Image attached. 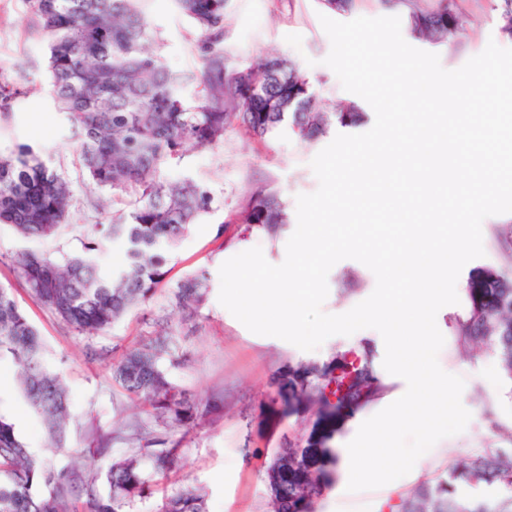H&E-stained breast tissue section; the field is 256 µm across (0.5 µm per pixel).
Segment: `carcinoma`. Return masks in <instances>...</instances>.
Instances as JSON below:
<instances>
[{"label": "carcinoma", "instance_id": "cac0c4a2", "mask_svg": "<svg viewBox=\"0 0 512 512\" xmlns=\"http://www.w3.org/2000/svg\"><path fill=\"white\" fill-rule=\"evenodd\" d=\"M141 0H25L48 47L51 97L80 143L82 175L112 202L129 207L126 217L87 238L81 249L53 258L23 247L11 261L43 306L82 336H95L147 302L163 283L169 255L202 216L213 210L209 188L189 178L161 175L168 161L188 149L224 142L229 128L265 141L289 130L314 143L333 127L355 129L366 112L350 101L333 112L320 106L315 82L290 58L270 55L259 65L239 66L224 49L227 0H175L196 31L201 68L175 73L153 48L156 37ZM402 12L406 29L432 45L446 48L465 37L464 16L455 0H390ZM196 83L199 96L191 108L182 101L184 85ZM73 201L71 181L28 144L0 151V224L14 227L26 241L56 237L68 220ZM246 230L272 237L290 224L279 191L258 185L247 191L233 219ZM507 231L494 229L504 264L479 267L467 278V308L455 318L454 335L491 349L499 361L512 355V221ZM121 240L127 262L106 271L99 254L107 239ZM208 277L199 270L186 275L173 291V304L190 320L208 295ZM176 337L160 334L141 349L127 352L114 365L115 380L131 397L152 408L155 422L176 430L193 421L198 406L171 379L162 360ZM16 368V384L26 405L42 421L45 453L33 452L15 424L0 414V512H77L73 473L55 468L48 453L66 444L70 407L60 376L48 365L36 328L10 293L0 288V360ZM313 391L325 422L360 407L385 386L370 366L369 353L356 363L331 359L311 369ZM351 376L344 395L331 402L325 389L337 376ZM143 426L133 427V450L105 473L106 493L94 474L85 484L83 512H124L145 496L152 475L165 473L179 458L180 441L167 436L142 440ZM506 448H485L471 462L452 465L435 478L402 494L396 512H512V469L501 467ZM334 462L322 450L314 470L284 489L277 512H309L310 498ZM160 512H208L199 489L166 497Z\"/></svg>", "mask_w": 512, "mask_h": 512}]
</instances>
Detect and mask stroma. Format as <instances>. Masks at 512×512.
Wrapping results in <instances>:
<instances>
[{
  "instance_id": "obj_1",
  "label": "stroma",
  "mask_w": 512,
  "mask_h": 512,
  "mask_svg": "<svg viewBox=\"0 0 512 512\" xmlns=\"http://www.w3.org/2000/svg\"><path fill=\"white\" fill-rule=\"evenodd\" d=\"M468 21L467 35L453 49H439L444 69L455 70L480 54L488 42L503 48L512 40L499 30L501 0H457ZM142 9L155 31L156 50L162 63L173 71L199 69L195 51L196 30L176 8L174 0H142ZM320 0H229L224 44L233 62L258 64L268 54L280 53L302 65L319 82L332 101L354 100L323 60L331 49L319 16ZM47 44L24 0H0V68L22 90L11 114L0 121V148L18 144L39 148L60 165L70 179L74 200L70 217L57 238L41 243L42 251L77 249L95 232V223L109 224L124 212L117 204L95 210L100 191L81 174L78 142L64 117L56 112L49 85ZM328 138L309 144L288 132L258 143L237 129L228 130L223 144L192 149L180 162L167 164L162 174L169 179L190 178L209 186L214 210L194 224L170 256L165 285L145 304L129 311L101 335H77L46 309L18 276L11 254L23 241L15 229L0 224V287L7 288L36 327L54 370L62 377L69 395L71 422L65 448L52 456L56 467L78 465L81 473H105L113 460L128 452L119 432L147 409L130 398L112 377V365L156 333L175 334V366L172 380L200 405H212V414L196 420L189 429L172 432L181 443L177 465L164 477H156L147 497L134 502L128 512H158L166 496L195 487L207 494L209 512H270L266 470L275 449L305 448L316 440L325 447H342L350 433L352 415L337 420L329 432L317 425L318 407L305 404L284 410L278 396L281 383L304 369L322 365L333 357L354 351H371L372 368L385 385L383 396L363 406L373 416L401 397L407 385L383 367L385 346L381 334L366 328L349 336L335 335L318 349L304 351L276 337L250 332L219 300V268L245 250L261 248L266 260L281 264L286 257L288 234L270 237L261 231L243 232L228 218L246 191L257 184L276 187L288 207L296 197L318 187L311 168ZM206 270L209 293L193 321L181 322L169 304L176 283L196 270ZM376 278L362 263L345 259L328 274L329 293L323 310L343 314L368 298ZM463 310L448 305L436 323L445 338L438 355L441 368L465 381L462 403L471 419L465 430L440 440L416 462L412 471L380 488L347 491L340 464H333L332 478L315 500V512H380L384 499H397L424 478L462 463L485 448L512 446V388L500 375L496 357L484 345L459 342L451 322ZM106 349L110 356L95 359L91 350ZM0 414L14 420L26 445L42 452L45 432L41 421L26 407L10 361L0 362ZM106 450H98V443Z\"/></svg>"
}]
</instances>
